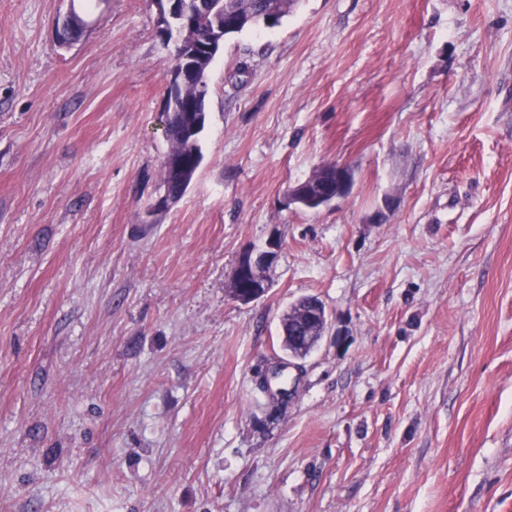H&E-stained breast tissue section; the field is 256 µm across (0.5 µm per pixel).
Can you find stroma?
Listing matches in <instances>:
<instances>
[{
	"instance_id": "obj_1",
	"label": "stroma",
	"mask_w": 512,
	"mask_h": 512,
	"mask_svg": "<svg viewBox=\"0 0 512 512\" xmlns=\"http://www.w3.org/2000/svg\"><path fill=\"white\" fill-rule=\"evenodd\" d=\"M69 6L0 0V512H512V0L228 38L156 215L175 46L154 0L61 43ZM334 162L348 193L289 205ZM305 296L328 327L290 359ZM183 114H191L189 121L185 125H179L170 119V128L166 136L168 142L166 154H173L179 160L181 169L174 173L162 164L161 185L165 194L155 202V208L166 205L165 195L173 203L180 200L195 179L203 160L200 137L206 126L207 112L201 108V111ZM193 123L194 127L189 131V125ZM276 247L277 244L273 242L269 244L270 250L260 252L255 256L252 252H246L240 257L233 279L237 280L242 276L253 275L254 278L261 282L262 288H247L246 292L237 288L233 295L237 301L249 303L260 299L266 294L270 286L266 272L273 265L276 257Z\"/></svg>"
}]
</instances>
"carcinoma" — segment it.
<instances>
[{
    "label": "carcinoma",
    "instance_id": "carcinoma-1",
    "mask_svg": "<svg viewBox=\"0 0 512 512\" xmlns=\"http://www.w3.org/2000/svg\"><path fill=\"white\" fill-rule=\"evenodd\" d=\"M300 0H191L190 8L195 16V26L178 29L173 34L176 43L173 70H187L185 80L172 78L167 88L166 105L179 112H186L197 99H206L208 74L218 50L224 41L247 29L264 25L273 27L289 15ZM232 14L240 24L224 28L212 50L205 49L207 32L214 29V22L223 15ZM207 121L206 110L191 113L185 125L169 123L166 136L168 153L174 155L181 169L174 173L161 168L162 187L166 197L180 200L191 183L203 160L200 137ZM336 191V164L329 163L316 170L307 180L295 185L297 206L317 211L334 201Z\"/></svg>",
    "mask_w": 512,
    "mask_h": 512
}]
</instances>
